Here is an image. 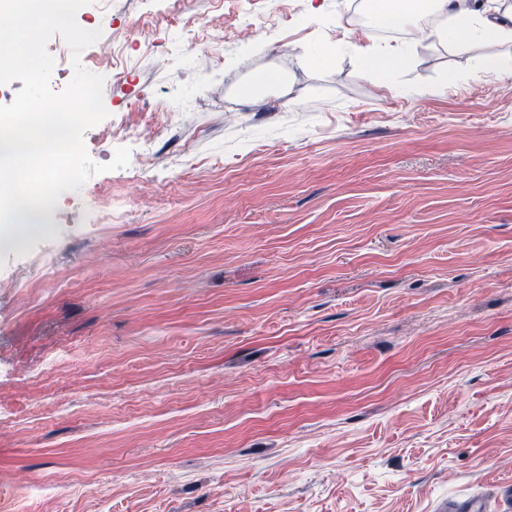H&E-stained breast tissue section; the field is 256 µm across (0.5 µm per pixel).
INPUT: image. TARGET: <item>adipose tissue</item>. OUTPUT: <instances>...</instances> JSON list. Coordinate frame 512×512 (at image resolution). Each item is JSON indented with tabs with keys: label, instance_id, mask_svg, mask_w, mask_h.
Here are the masks:
<instances>
[{
	"label": "adipose tissue",
	"instance_id": "ef3b65f1",
	"mask_svg": "<svg viewBox=\"0 0 512 512\" xmlns=\"http://www.w3.org/2000/svg\"><path fill=\"white\" fill-rule=\"evenodd\" d=\"M378 17L405 28L417 27L425 12L438 19L432 36L458 52L477 41L512 45V0H374Z\"/></svg>",
	"mask_w": 512,
	"mask_h": 512
}]
</instances>
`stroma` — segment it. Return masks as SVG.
<instances>
[{
    "instance_id": "1",
    "label": "stroma",
    "mask_w": 512,
    "mask_h": 512,
    "mask_svg": "<svg viewBox=\"0 0 512 512\" xmlns=\"http://www.w3.org/2000/svg\"><path fill=\"white\" fill-rule=\"evenodd\" d=\"M344 2L77 13L108 111L86 149L130 162L0 247V512H498L512 73ZM248 11L271 21L235 36ZM259 73L287 97L243 95ZM406 59V51L398 49L383 54L367 53L365 59L366 70L370 73H384L400 70Z\"/></svg>"
}]
</instances>
